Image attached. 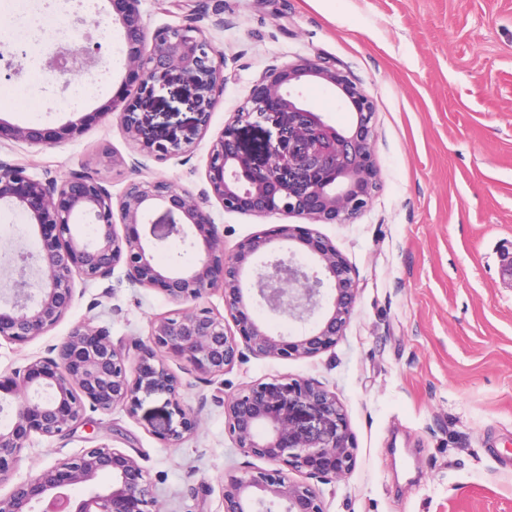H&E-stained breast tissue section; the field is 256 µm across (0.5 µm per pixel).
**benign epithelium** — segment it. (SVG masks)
I'll return each mask as SVG.
<instances>
[{
	"label": "benign epithelium",
	"instance_id": "benign-epithelium-1",
	"mask_svg": "<svg viewBox=\"0 0 512 512\" xmlns=\"http://www.w3.org/2000/svg\"><path fill=\"white\" fill-rule=\"evenodd\" d=\"M140 0H112L127 47L125 65L137 74L133 96L103 103L99 115L112 117L132 152L166 159L191 158L193 141L147 132L138 111L175 82L184 86L183 103L196 113V132L206 133L224 92V55L193 25L167 26L147 37ZM102 44L87 39L78 48H60L52 66L61 73L98 64ZM318 83L336 92L338 108L351 112L340 126L307 99L303 88ZM250 106L234 113L212 140L206 174L223 210L256 217H301L317 224H343L357 217L379 185L373 153V106L342 72L319 59L301 58L265 71L254 85ZM271 125L261 142L243 139L248 128ZM82 121H70L54 135L34 126L4 124L0 140L30 147L50 146L81 135ZM27 215L42 249L0 262L9 288L0 294V339L24 344L44 335L67 314L74 281H105L123 269L133 287L158 290L175 301L196 303L224 294L233 322L201 308L151 323L147 340L112 342L105 327L74 326L48 355L0 375V481L13 471L32 434L63 436L81 422L85 408L133 414L139 393L166 396L169 415L178 416L155 431L169 447L194 434L199 413L182 404L183 382L167 364L210 383L235 364L256 359L311 358L336 346L355 309L358 286L346 258L327 238L295 224L257 232L228 253L224 229L191 192L157 178L132 180L113 196L90 172L64 179L37 178L0 158V202ZM91 224L94 235L71 231ZM150 225L152 240L138 226ZM123 232H118V229ZM190 240L197 264H163L158 244ZM291 244L288 254L275 242ZM303 247L312 261L297 259ZM264 307L308 325L296 336L274 334L254 314ZM225 427L246 456L274 465L224 479V512H326L321 492L288 472L324 484L344 480L356 461L355 441L344 405L314 379L284 377L256 382L222 400ZM84 491L79 497L72 490ZM0 512H159L137 460L98 445L59 459L0 497Z\"/></svg>",
	"mask_w": 512,
	"mask_h": 512
}]
</instances>
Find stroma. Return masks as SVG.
I'll use <instances>...</instances> for the list:
<instances>
[{
    "instance_id": "obj_1",
    "label": "stroma",
    "mask_w": 512,
    "mask_h": 512,
    "mask_svg": "<svg viewBox=\"0 0 512 512\" xmlns=\"http://www.w3.org/2000/svg\"><path fill=\"white\" fill-rule=\"evenodd\" d=\"M147 31L194 21L223 52L227 82L206 135L189 161L142 157L140 171L112 164L131 150L112 118L96 111L135 92L110 0L74 21L72 46L108 27L101 69L108 78L74 110L46 50L39 75L59 103L34 107L28 65L0 42V121L52 131L83 119L82 134L44 148L0 142V157L27 174L62 178L87 169L112 192L134 177L165 178L195 196L224 227L227 249L280 224L224 211L206 178L211 141L267 69L300 58L335 66L373 102V151L380 187L346 224H319L356 274L355 314L335 348L313 358L249 359L205 385L183 375L182 402L198 430L166 448L154 431L168 419L159 394L136 413L85 411L70 435H32L0 497L56 460L101 444L138 460L163 512H224L225 476L264 467L235 447L218 399L285 376L322 382L344 404L356 464L344 481L321 485L327 512H512V0H141ZM180 84L148 107V128L192 135L195 115ZM23 227L14 237L12 225ZM38 252L26 216L0 205V253ZM159 291L108 281L76 282L74 301L30 342L0 341V373L46 356L77 324L108 328L113 342L146 339L155 318L183 311Z\"/></svg>"
}]
</instances>
